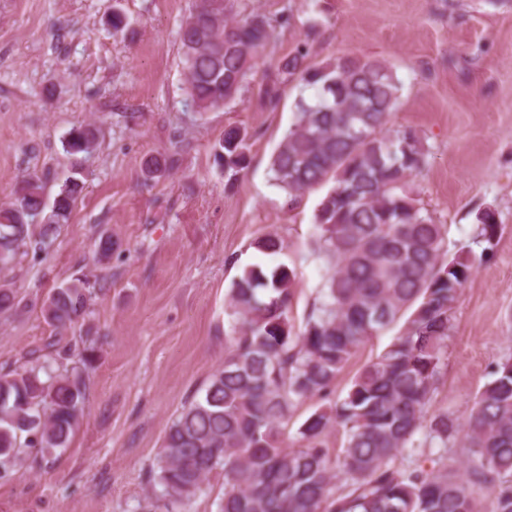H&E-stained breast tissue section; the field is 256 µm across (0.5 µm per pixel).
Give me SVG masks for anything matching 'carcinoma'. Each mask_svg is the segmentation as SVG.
<instances>
[{
    "label": "carcinoma",
    "mask_w": 512,
    "mask_h": 512,
    "mask_svg": "<svg viewBox=\"0 0 512 512\" xmlns=\"http://www.w3.org/2000/svg\"><path fill=\"white\" fill-rule=\"evenodd\" d=\"M272 28L258 14L239 16L235 0H193L179 29L185 92L199 113L236 100L257 66ZM298 49L279 62L285 79L315 90L294 103L292 125L271 157L275 183L289 202L299 193L332 188L315 214V240L328 269L300 326L291 318L296 268H242L227 295L233 324L224 364L203 395L185 404L169 425L151 472L160 492L144 496L142 512H175L224 476L219 512H512V357L496 365L465 422L428 414L447 348L450 317L476 263L493 251L500 222L487 207L476 216L473 243L448 239V225L420 205L410 182L429 165L426 139L392 128L401 85L392 67L367 56L340 57L316 68ZM247 130L229 127L215 152L224 168L249 165ZM97 129L80 124L67 134L70 154L90 155ZM174 159L146 160L145 180L161 177ZM84 183L71 176L47 205L41 181L30 177L0 206V263L20 248L48 252L69 222ZM119 245L95 241L99 259ZM253 248L279 254L275 233ZM93 285L77 277L41 304L45 322L73 328L85 314ZM28 307L0 285V315ZM402 329L350 380L344 396L295 424L298 408L326 396L357 350L398 321ZM75 358L62 372L51 359L0 372V480L24 464L41 468L68 446L87 400L92 348L69 345ZM294 444L284 447L288 427ZM343 430L331 454L325 434ZM467 449L464 463L448 449Z\"/></svg>",
    "instance_id": "1"
}]
</instances>
